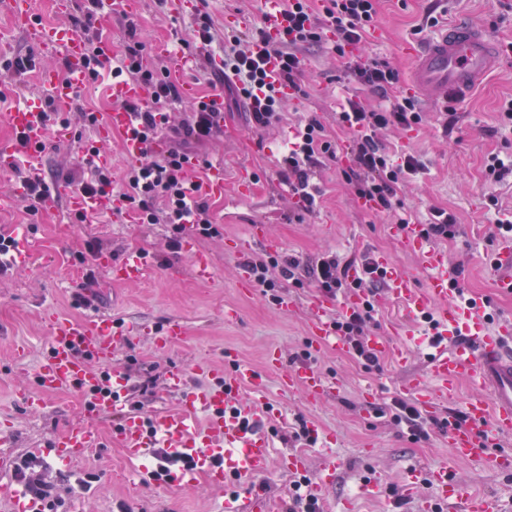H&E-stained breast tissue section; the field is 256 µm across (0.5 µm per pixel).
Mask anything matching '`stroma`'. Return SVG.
Listing matches in <instances>:
<instances>
[{
	"label": "stroma",
	"instance_id": "obj_1",
	"mask_svg": "<svg viewBox=\"0 0 512 512\" xmlns=\"http://www.w3.org/2000/svg\"><path fill=\"white\" fill-rule=\"evenodd\" d=\"M262 7V0L206 2L220 31L232 22L238 30H248L259 21ZM430 11L442 25L466 18L484 27L498 43L497 64L477 90L446 104L421 102L422 122L408 130L385 133L382 143L390 153H411L425 162L401 195L415 223H426L435 208L455 215L456 236L436 241L435 246L447 252L466 297L486 300L494 318L512 317V295L497 291L492 268L500 240L495 221L499 213L512 212V176L494 183L485 172L486 158L492 153L512 166V126H502L500 121L501 106L512 100V13L501 0H381L378 23L368 34L364 51L397 68L401 90H408L413 67L407 47L426 40L419 27ZM131 20L139 39L158 52L170 70L179 71L181 80L195 83L199 95L210 94L214 77L205 60H198L193 70L177 65L184 42L192 38L193 16H173L161 0H140ZM23 56L34 58L35 69L18 76L11 64ZM304 56L307 68L300 80L301 91L286 103L280 123L254 132L247 105L229 82L224 86V131L195 150L199 164L193 174L197 179L205 177L204 162L224 167V194L209 199L220 234L192 241L193 251L206 255L215 269L211 282L195 278L190 253L168 250L169 225L125 224L120 216L107 213L92 224H71L69 207L63 201L34 214L19 200L0 209V233L23 241L31 253L26 264L0 274V426L8 433V460L0 465V512H18L9 490L16 485L14 466L26 455L43 457L44 478L61 491L64 503L56 512H211L214 501L231 498L235 491L231 485H213L202 474L188 489H174L159 481L141 485L132 478V471L155 470L162 449H151L144 457L131 456L116 437L119 416L88 417L82 389L45 393L42 409L25 410L19 397L34 389L35 375L46 358L44 312L48 309L64 318L100 314L115 325L136 326L138 338L122 349L114 366L130 375L125 406L136 404L146 413L161 414L179 407L181 392L167 385L172 371L183 373L186 389L202 388L206 371L223 366L228 351L264 372L271 383L277 375L267 371L265 358L273 348L282 354V369L308 363L329 376L336 391L316 402L299 387L284 394L273 389L268 394L277 408L267 422L271 458L265 478L272 512H286L288 507L294 475L280 468L279 458L291 450L307 456L306 474L314 481L327 454H334L340 462L325 490L330 512H413L412 497L404 496L398 506L396 493H402L411 470L444 464L456 480L485 497L504 501L512 496V474L492 465L496 449L483 448L478 459L451 463L444 431L447 412L426 420L427 436L417 441L406 427L393 422L390 404L397 386L404 378L423 373L432 351L424 334L425 322L409 319L399 300L380 301L365 333L379 332L404 341L409 355L403 362L380 358L378 367L369 369L349 350L328 348L317 355L307 354L311 338L308 301L317 293L313 286L284 284L283 293L294 302L284 312L262 288L246 290L238 285L244 257L264 258L268 252L255 242L243 255L228 249L226 241L247 236L254 224L263 225L280 242V255L303 264L325 255L360 261L383 254L410 273L419 271L415 257L396 238L392 217L361 210L343 182L340 171L348 164L346 155L323 160L313 169L310 184L318 191L313 211L298 210L280 181L279 158L298 124L316 115L328 134H335L336 113L344 98L370 97L344 71L330 45L306 49ZM60 65L59 58L42 55L28 33L13 26L8 12L0 8V92L6 95L0 102V115L42 98L38 69ZM448 107L455 112L449 130L443 127ZM79 154L76 142L51 144L43 155L46 176L61 183L79 181L83 177ZM132 251L145 255L152 266L141 283L114 282L98 266L99 257L118 260ZM90 272L96 277L94 299L88 306L77 304L75 295ZM228 306L239 310L237 321L225 322ZM172 320L182 323L186 335L171 349L158 350L144 340V333ZM369 385L380 395L371 409L361 399L362 389ZM85 422L98 433L99 448L70 461L51 453L52 443L65 429ZM303 424L333 435V450L297 439L295 433ZM90 474L96 480L89 490L70 493V486ZM372 479L380 482L375 495L365 488Z\"/></svg>",
	"mask_w": 512,
	"mask_h": 512
}]
</instances>
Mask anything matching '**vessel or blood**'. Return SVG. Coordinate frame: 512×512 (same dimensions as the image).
Listing matches in <instances>:
<instances>
[{"label":"vessel or blood","instance_id":"obj_1","mask_svg":"<svg viewBox=\"0 0 512 512\" xmlns=\"http://www.w3.org/2000/svg\"><path fill=\"white\" fill-rule=\"evenodd\" d=\"M5 4L14 26L29 33L42 52L62 56L68 76L44 69L39 73V81L57 104L66 105L85 78L84 45L79 34L67 27L38 23L34 0H5ZM408 52L414 60L411 84L434 100L461 95L479 84L493 66L496 46L480 26L459 20L437 29L425 42L409 47ZM109 92L121 102L145 96L141 85L121 79L113 80ZM6 120L26 136L29 166L40 168V147L48 140L40 108L34 105L14 108L7 113ZM130 126L129 112L120 108L112 110L106 121L97 126L96 138L99 143H108L114 133L127 132ZM55 192L64 196L76 212L113 208L112 201L86 197L66 185L56 186ZM395 232L429 276L424 287H417L414 278L388 258L377 257L375 263L381 271L386 293L403 299L411 318L427 315L432 318L425 331L433 347L427 369L424 374L408 378L402 389L413 396L421 413L431 418L440 406L454 401L461 379L473 382L476 394L465 402L462 412H449L446 427L452 456L468 459L476 448L512 437V320L502 319L493 331H486L482 303L461 307L451 301L450 282L456 273L447 253L430 245L422 225L399 226ZM496 263L501 270L495 280L496 288L512 294V238L499 245ZM99 265L119 283H136L149 274L147 262L137 252L118 261L100 258ZM377 301V296L362 290L349 291L339 302L328 295L317 296L312 304L310 351L321 353L329 344L346 347V340L337 336L332 326L334 310L348 315ZM46 321L49 350L35 377L38 389L44 391L76 384L91 389L97 384L99 374L90 369L89 360L111 363L128 338L125 330L96 315L62 320L50 314ZM184 334L183 326L171 321L151 332L149 340L156 349L166 350ZM171 384L184 391L180 408L163 415H125L117 431L122 446L135 456L158 447L181 457L183 468L166 473L163 478L164 483L174 488L191 487L202 472L218 485L237 481L242 494L225 503V512H268V489L260 476L268 464L271 440L258 422L256 408L235 399L243 387L253 394H263L262 375L235 360L211 370L199 391H186L184 376L178 371L172 373ZM280 384L288 390L302 387L313 400L323 398L331 390L325 375L309 367L284 374ZM127 386L124 373L113 371L111 396L91 398L86 404L88 412L93 415L115 412ZM201 413L205 414L206 423L199 427L195 421ZM486 424L492 427L488 439L481 435V428ZM57 445L68 457L76 458L99 447L100 441L92 426L78 424L68 427ZM425 478L437 488L441 501L462 504L463 512H499L495 501L471 493L451 478L447 467L432 469Z\"/></svg>","mask_w":512,"mask_h":512}]
</instances>
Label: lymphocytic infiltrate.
<instances>
[{
    "label": "lymphocytic infiltrate",
    "mask_w": 512,
    "mask_h": 512,
    "mask_svg": "<svg viewBox=\"0 0 512 512\" xmlns=\"http://www.w3.org/2000/svg\"><path fill=\"white\" fill-rule=\"evenodd\" d=\"M321 9H314L312 0H287L281 11L283 31L271 37L265 25H257L247 34L234 32L224 37L222 75L239 82L237 90L246 101L252 128L262 131L279 120L287 98L281 84L297 87L305 68L300 50L331 40L333 49L347 71L353 73L380 101L372 107L362 100L348 98L336 118L337 126L349 136L347 153L350 163L342 168L343 180L358 200L372 203L373 213L391 212L398 205V191L407 176L421 171L423 164L414 155H404L394 162L378 138L380 130L390 126L413 128L422 121L417 99L398 88L399 75L386 62L364 55L361 45L375 27L379 0H321ZM101 0H86L80 29L85 50L87 79L96 82L103 65V41L93 25L101 9ZM145 46L130 40L123 50L120 66L113 68V77L143 85L147 98L126 101L122 107L131 112L137 124L135 135L142 149L135 162L127 167L122 181H115L108 166L91 168L87 179L75 188L92 197L119 195L124 208L134 210L140 223L170 225L169 248L179 252L185 232L198 238L218 236L213 224L203 184L194 180L188 168L192 157L189 143H203L220 135L224 129L223 115L208 111L206 101L193 104L178 128H171L169 103L178 101L179 89L166 65L146 64ZM276 66L280 81L269 80V66ZM336 152L326 129L317 117H309L296 129L288 150L280 161L279 177L287 184L301 211H311L315 196L309 192L312 168L321 158H335ZM254 281L267 290H274L277 280L298 282L307 274L312 283L333 295L345 288L360 289L375 282L373 260L339 261L335 257L320 258L300 265L294 258H250L245 260ZM279 269V279L269 276ZM371 306L333 321L336 332L348 341L354 355L367 366H378L379 358L365 344L364 327L371 318Z\"/></svg>",
    "instance_id": "obj_1"
}]
</instances>
